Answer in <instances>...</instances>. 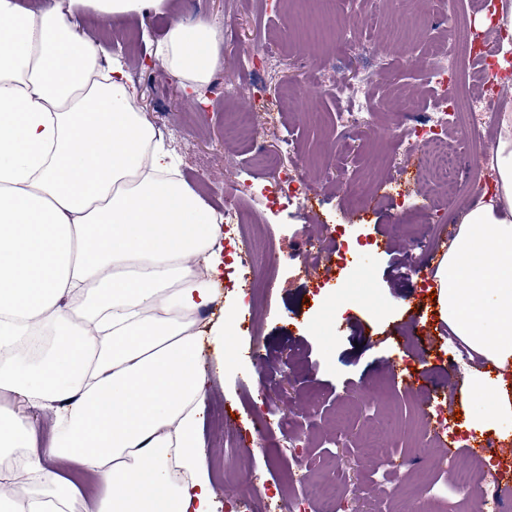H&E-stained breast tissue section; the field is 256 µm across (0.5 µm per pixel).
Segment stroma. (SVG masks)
Here are the masks:
<instances>
[{
  "label": "stroma",
  "mask_w": 512,
  "mask_h": 512,
  "mask_svg": "<svg viewBox=\"0 0 512 512\" xmlns=\"http://www.w3.org/2000/svg\"><path fill=\"white\" fill-rule=\"evenodd\" d=\"M418 2L417 13L399 15L390 0H340L336 25L318 16L314 0H171L170 10L115 22L73 0L62 2L64 13L100 48L102 63L123 61L141 114L180 177L219 212L225 182L247 187L239 202L257 221L239 227L238 239L279 260L276 269L260 264L248 277L236 272L232 289L216 280L214 301L203 315L204 324L221 322L233 294L261 289L256 304L238 310L236 368L223 366L221 342L203 344L209 381L203 464L219 490L215 512H224L225 500L238 498L244 487L233 439L236 432L251 433L260 415L267 416L271 435L250 452L249 482L267 484L272 512H283L288 500L301 502L303 512H320V503L304 501L303 489L325 480L339 484L346 512H356L375 484L398 493L384 512L395 506L463 512L453 472L472 464V457L462 453L439 468L443 448L420 444L415 430L423 395L404 388L390 367H429L434 392L449 391L448 366L459 361L461 346L437 316L421 270L438 265L434 242L454 240L457 215L473 207L471 182L494 185L490 149L497 137L475 141L462 119L452 120L458 139L474 141V154L461 158L460 186L438 194L436 212L419 209L424 188L406 159L390 161L385 153L391 137L414 126L426 109L427 71L418 60L446 35L453 18L471 23L487 10L483 0H451L446 7L438 0ZM174 11L213 26L219 56L212 75L238 85L231 101L204 86L183 88L163 66H143ZM229 12L236 26L230 42L224 39ZM308 18L322 27L319 39L308 37ZM269 42L285 64L252 71L239 47L260 53ZM363 74L373 80L375 101L394 98L401 106L382 109L366 128L341 133L332 89L342 78ZM238 112L255 113L261 143L278 151L283 165L310 187L307 202L271 204L256 196L269 175L255 146L224 136ZM330 225L362 244L368 265L342 271L343 287L329 293L323 263L301 260L299 253L312 239L330 248ZM286 373L295 381L288 393L279 389ZM230 408L238 413V430L217 432L218 417Z\"/></svg>",
  "instance_id": "1"
}]
</instances>
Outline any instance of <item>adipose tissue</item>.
<instances>
[{"label": "adipose tissue", "instance_id": "obj_1", "mask_svg": "<svg viewBox=\"0 0 512 512\" xmlns=\"http://www.w3.org/2000/svg\"><path fill=\"white\" fill-rule=\"evenodd\" d=\"M218 56L208 21L173 19L155 60L180 83H206ZM97 46L55 4L0 0V450L25 451L38 488L23 512H71L58 461L103 477L94 512H211L198 407L203 332L223 275L222 220L171 178L172 160L132 109L123 62L93 80ZM492 199L460 219L436 272L452 334L493 373L470 370L488 402L468 429L512 419V115L491 149ZM54 327L32 352L22 336ZM53 409L38 445L30 411Z\"/></svg>", "mask_w": 512, "mask_h": 512}]
</instances>
